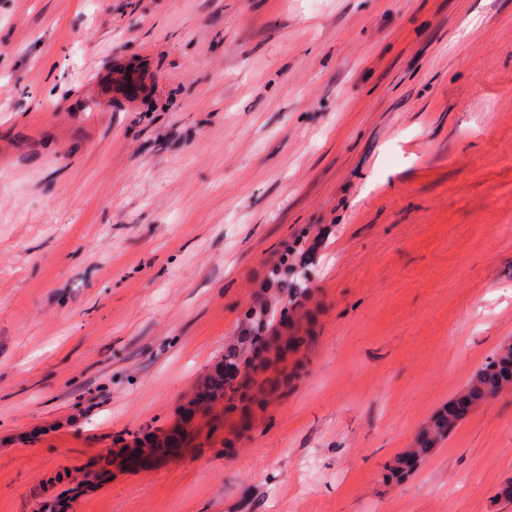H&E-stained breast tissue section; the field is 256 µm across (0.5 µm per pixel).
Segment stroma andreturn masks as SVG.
<instances>
[{
	"label": "stroma",
	"mask_w": 512,
	"mask_h": 512,
	"mask_svg": "<svg viewBox=\"0 0 512 512\" xmlns=\"http://www.w3.org/2000/svg\"><path fill=\"white\" fill-rule=\"evenodd\" d=\"M288 248V389L72 512H512V387L389 473L512 342V0H0V512L169 430Z\"/></svg>",
	"instance_id": "1"
}]
</instances>
